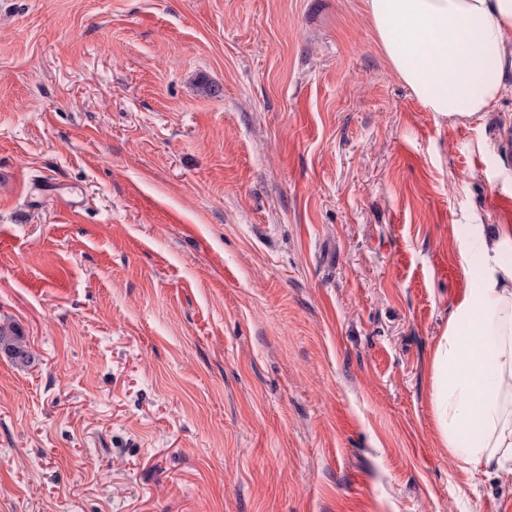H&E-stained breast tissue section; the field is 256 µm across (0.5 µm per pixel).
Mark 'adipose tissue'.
I'll return each mask as SVG.
<instances>
[{
    "mask_svg": "<svg viewBox=\"0 0 512 512\" xmlns=\"http://www.w3.org/2000/svg\"><path fill=\"white\" fill-rule=\"evenodd\" d=\"M391 69L427 111L471 122L512 78V0H367ZM512 226L468 233L466 275L431 363L434 414L448 455L512 485Z\"/></svg>",
    "mask_w": 512,
    "mask_h": 512,
    "instance_id": "ef3b65f1",
    "label": "adipose tissue"
}]
</instances>
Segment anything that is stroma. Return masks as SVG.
<instances>
[{
    "label": "stroma",
    "instance_id": "35a3bbf8",
    "mask_svg": "<svg viewBox=\"0 0 512 512\" xmlns=\"http://www.w3.org/2000/svg\"><path fill=\"white\" fill-rule=\"evenodd\" d=\"M512 90L426 111L366 0H0V512H490L431 361L512 224ZM79 203L61 210L57 194ZM0 351L17 364L26 365L31 362L32 354L27 348L20 328L10 322H0Z\"/></svg>",
    "mask_w": 512,
    "mask_h": 512
}]
</instances>
